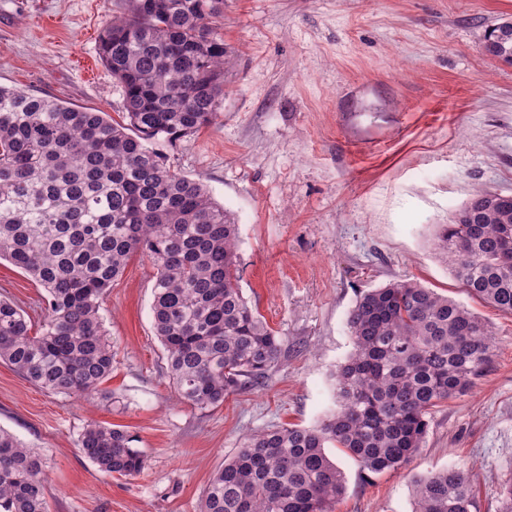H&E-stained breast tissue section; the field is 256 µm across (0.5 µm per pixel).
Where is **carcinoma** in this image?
Segmentation results:
<instances>
[{"label":"carcinoma","mask_w":512,"mask_h":512,"mask_svg":"<svg viewBox=\"0 0 512 512\" xmlns=\"http://www.w3.org/2000/svg\"><path fill=\"white\" fill-rule=\"evenodd\" d=\"M224 0H126L99 37L122 88V121L0 86V260L46 292L40 334L0 298V361L53 393L82 397L112 370L100 316L129 257L154 269L152 318L181 399L200 407L258 385L281 339L243 296L239 229L200 180L171 170L157 148L214 124L229 61L214 19ZM512 63V22L485 35ZM437 248L467 292L512 314V198L475 196L442 225ZM353 352L335 374L338 408L316 426L244 438L209 481L202 512H331L345 476L402 468L421 448L428 410L472 388L489 363L490 331L464 305L400 280L361 295L347 318ZM134 438L92 422L79 447L101 470L146 464ZM42 457L0 428V512H49ZM467 471L415 481L412 512H472Z\"/></svg>","instance_id":"cac0c4a2"}]
</instances>
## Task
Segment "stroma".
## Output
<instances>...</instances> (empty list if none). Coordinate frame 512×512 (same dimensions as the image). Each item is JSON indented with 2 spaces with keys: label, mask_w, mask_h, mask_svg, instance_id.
Returning a JSON list of instances; mask_svg holds the SVG:
<instances>
[{
  "label": "stroma",
  "mask_w": 512,
  "mask_h": 512,
  "mask_svg": "<svg viewBox=\"0 0 512 512\" xmlns=\"http://www.w3.org/2000/svg\"><path fill=\"white\" fill-rule=\"evenodd\" d=\"M124 0H0V86L117 117L122 90L98 56ZM512 0H224L231 59L216 124L164 145L239 226L240 286L282 351L263 385L201 408L181 400L152 314L154 270L134 255L100 314L112 371L98 392L45 391L0 362V427L40 452L49 512H199L245 436L318 424L353 350L357 297L414 280L488 324L494 354L462 396L432 407L421 448L396 471L346 479L332 512H412L414 481L471 471L477 512L512 483V315L467 294L435 248L474 196L512 195V64L486 33ZM0 296L33 332L45 291L0 262ZM127 430L145 455L134 476L101 471L78 441L88 423Z\"/></svg>",
  "instance_id": "35a3bbf8"
}]
</instances>
